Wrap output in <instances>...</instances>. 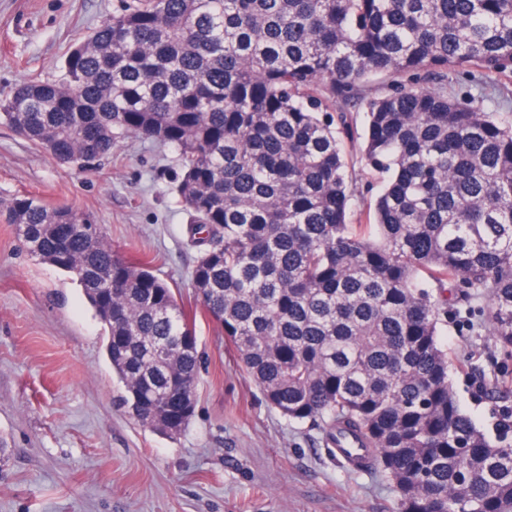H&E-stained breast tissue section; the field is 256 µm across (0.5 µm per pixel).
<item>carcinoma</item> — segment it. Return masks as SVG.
<instances>
[{
	"label": "carcinoma",
	"mask_w": 512,
	"mask_h": 512,
	"mask_svg": "<svg viewBox=\"0 0 512 512\" xmlns=\"http://www.w3.org/2000/svg\"><path fill=\"white\" fill-rule=\"evenodd\" d=\"M512 76V0H125L17 83L0 119L85 169L136 136L174 146L199 255L194 296L271 408L332 445L370 450L394 512H512V374L493 371L494 433L453 388L448 309L487 300L495 364L512 362V122L448 93V71ZM363 97L361 162L345 150ZM28 253L80 284L119 401L171 439L194 412V322L152 260L116 252L90 214L35 197L8 209ZM361 139L357 140L355 145L347 144V153L349 154V160L353 162L356 176V186L358 194L363 198V202L351 214V224H366L368 207L370 202L373 203L375 195L378 193L380 184L374 179L367 170L363 168V165L359 161V144Z\"/></svg>",
	"instance_id": "1"
}]
</instances>
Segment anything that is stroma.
<instances>
[{
	"label": "stroma",
	"instance_id": "35a3bbf8",
	"mask_svg": "<svg viewBox=\"0 0 512 512\" xmlns=\"http://www.w3.org/2000/svg\"><path fill=\"white\" fill-rule=\"evenodd\" d=\"M122 0H0V96L54 74ZM177 151L136 137L87 170L60 165L0 122V204L25 195L92 213L113 247L152 258L154 274L194 304L198 249L176 195ZM195 413L176 439L142 427L118 402L102 326L81 286L32 258L0 220V512H392L380 471L338 465L317 430L265 402L235 349L195 323ZM441 342L484 363L493 342L450 311ZM481 381L453 387L484 430L498 420Z\"/></svg>",
	"mask_w": 512,
	"mask_h": 512
}]
</instances>
